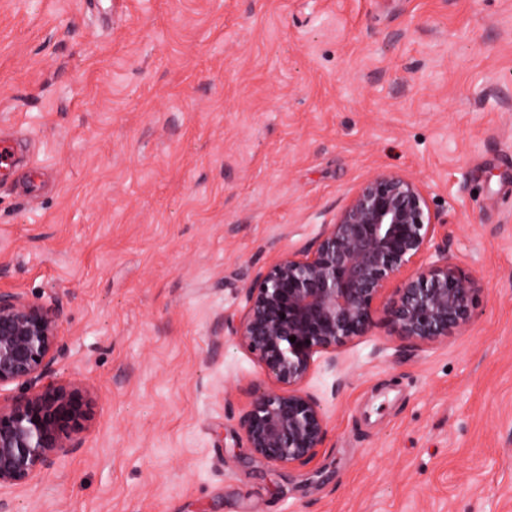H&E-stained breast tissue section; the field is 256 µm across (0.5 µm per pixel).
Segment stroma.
Here are the masks:
<instances>
[{"label": "stroma", "instance_id": "35a3bbf8", "mask_svg": "<svg viewBox=\"0 0 512 512\" xmlns=\"http://www.w3.org/2000/svg\"><path fill=\"white\" fill-rule=\"evenodd\" d=\"M0 289L63 308L81 448L6 512H512V0H0ZM379 173L482 283L417 344L386 309L318 360L304 465L240 426L274 383L244 290Z\"/></svg>", "mask_w": 512, "mask_h": 512}]
</instances>
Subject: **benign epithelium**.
<instances>
[{
  "label": "benign epithelium",
  "instance_id": "1",
  "mask_svg": "<svg viewBox=\"0 0 512 512\" xmlns=\"http://www.w3.org/2000/svg\"><path fill=\"white\" fill-rule=\"evenodd\" d=\"M440 228L418 182L377 174L334 223L257 274L234 333L276 385L254 390L240 420L256 457L288 467L317 455L326 417L305 389L316 358L336 366V351L368 331L374 304L410 266L387 310L398 335L433 343L471 321L481 286L447 256L448 238L435 244ZM62 314L57 304L0 290V391L26 387L0 401V489L29 483L82 445L89 397L54 377Z\"/></svg>",
  "mask_w": 512,
  "mask_h": 512
}]
</instances>
